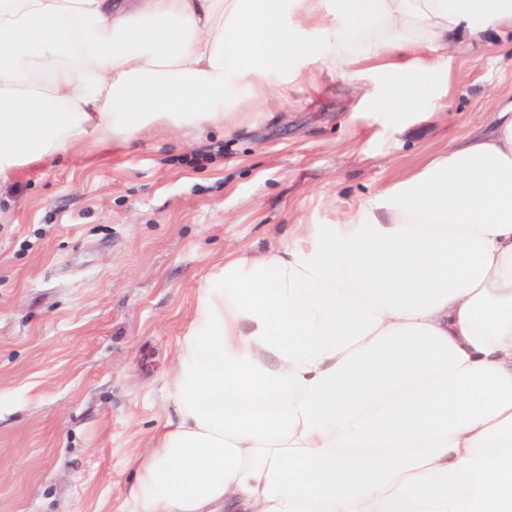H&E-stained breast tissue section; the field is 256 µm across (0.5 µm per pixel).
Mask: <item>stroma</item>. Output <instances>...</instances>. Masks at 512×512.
<instances>
[{
	"label": "stroma",
	"mask_w": 512,
	"mask_h": 512,
	"mask_svg": "<svg viewBox=\"0 0 512 512\" xmlns=\"http://www.w3.org/2000/svg\"><path fill=\"white\" fill-rule=\"evenodd\" d=\"M512 99V31L448 56L404 132L356 83L305 70L248 127L148 132L0 185V512H129L130 462L173 414L164 389L211 265L326 224Z\"/></svg>",
	"instance_id": "stroma-1"
}]
</instances>
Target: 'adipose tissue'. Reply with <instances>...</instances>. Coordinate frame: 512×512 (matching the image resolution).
<instances>
[{
	"mask_svg": "<svg viewBox=\"0 0 512 512\" xmlns=\"http://www.w3.org/2000/svg\"><path fill=\"white\" fill-rule=\"evenodd\" d=\"M497 28L512 0H0V183L150 129L237 132L291 61L384 73L364 100L399 131ZM165 390L132 512H512V105L216 261Z\"/></svg>",
	"mask_w": 512,
	"mask_h": 512,
	"instance_id": "ef3b65f1",
	"label": "adipose tissue"
}]
</instances>
